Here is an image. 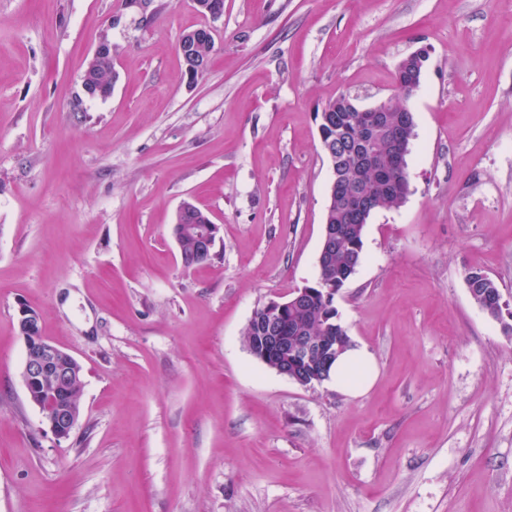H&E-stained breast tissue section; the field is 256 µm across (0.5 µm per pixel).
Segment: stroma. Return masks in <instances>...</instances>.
Here are the masks:
<instances>
[{
  "instance_id": "1",
  "label": "stroma",
  "mask_w": 512,
  "mask_h": 512,
  "mask_svg": "<svg viewBox=\"0 0 512 512\" xmlns=\"http://www.w3.org/2000/svg\"><path fill=\"white\" fill-rule=\"evenodd\" d=\"M103 41L116 81L91 99ZM419 49L410 194L334 301L377 377L302 387L243 332L317 277L316 112L377 104ZM186 200L220 226L190 269ZM23 308L82 366L69 438L26 395ZM0 512H512V0H0ZM466 283L472 288L474 298L482 303L490 316L498 317L501 314L502 306L498 300L500 290L493 279L481 270L472 269L466 275ZM476 304L485 311L481 304Z\"/></svg>"
}]
</instances>
